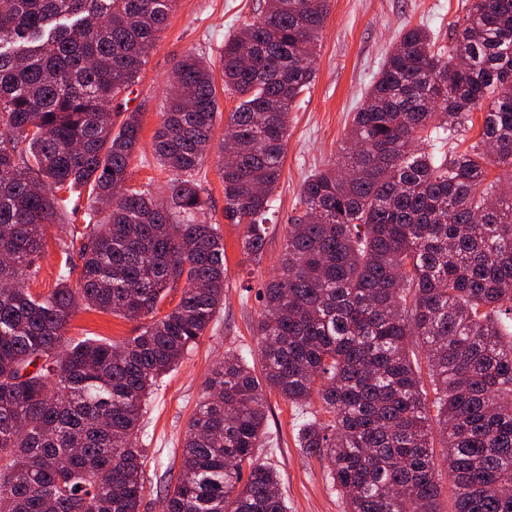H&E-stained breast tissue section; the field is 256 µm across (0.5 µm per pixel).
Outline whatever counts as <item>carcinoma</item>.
<instances>
[{
    "label": "carcinoma",
    "instance_id": "obj_1",
    "mask_svg": "<svg viewBox=\"0 0 512 512\" xmlns=\"http://www.w3.org/2000/svg\"><path fill=\"white\" fill-rule=\"evenodd\" d=\"M176 0H0V512H142L137 435L157 379L224 304V240L196 179L219 113L239 148L217 167L224 219L262 260L290 112L329 0H264L216 59L192 51L152 136L169 196L129 185L140 112L121 97ZM446 45L404 30L338 161L311 174L253 327L261 376L211 372L163 512H287L258 463L266 394L320 410L297 444L327 462L346 512H512V0H471ZM478 142L458 152L471 112ZM87 192L80 284L24 288L46 227ZM182 286L170 311L167 292ZM138 321L121 343H65L78 309ZM424 352L426 389L413 348Z\"/></svg>",
    "mask_w": 512,
    "mask_h": 512
}]
</instances>
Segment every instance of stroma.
I'll return each mask as SVG.
<instances>
[{
  "instance_id": "35a3bbf8",
  "label": "stroma",
  "mask_w": 512,
  "mask_h": 512,
  "mask_svg": "<svg viewBox=\"0 0 512 512\" xmlns=\"http://www.w3.org/2000/svg\"><path fill=\"white\" fill-rule=\"evenodd\" d=\"M261 0H177L166 30L146 57L139 78L126 97L127 110H140L142 132L130 165V183L150 186L156 197L167 194L170 180L152 151L158 112L170 90L177 62L189 50L216 57L224 41L253 20ZM463 0H330L325 27L317 44L315 74L298 97L289 118L288 143L282 176L274 191L269 218L272 225L266 253L255 263L243 253L242 229L224 218V186L216 154H209L199 173L206 200L201 221L219 225L227 269L224 304L205 335L178 368L156 387L144 417L140 444L145 452V476L153 499H161L170 479L176 478L185 426L199 403L211 370L228 355H245L259 365L260 348L252 327L261 313L257 289L267 281L283 251L286 226L299 213L298 197L305 178L336 160L354 112L365 104L367 92L400 32L421 25L439 42H447L449 23ZM89 219L84 212L61 215L47 229L46 252L39 271L27 281L33 294L56 286L60 243ZM136 322L99 310H79L67 330V341L98 338L122 342L133 336ZM269 432L258 450L261 463L279 475L288 512H344L324 461L299 448L297 426L305 408L279 394L267 395Z\"/></svg>"
}]
</instances>
